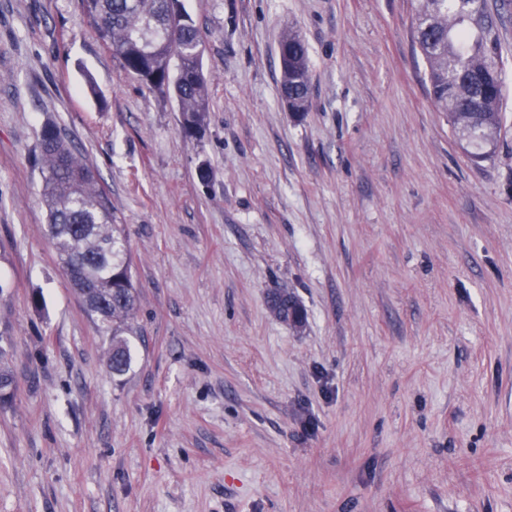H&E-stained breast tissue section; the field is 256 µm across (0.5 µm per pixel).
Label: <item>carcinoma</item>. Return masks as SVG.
<instances>
[{
    "label": "carcinoma",
    "instance_id": "1",
    "mask_svg": "<svg viewBox=\"0 0 512 512\" xmlns=\"http://www.w3.org/2000/svg\"><path fill=\"white\" fill-rule=\"evenodd\" d=\"M415 42L427 64L430 98L448 116L474 163L496 152L502 128L504 55L500 16L479 0H415ZM84 18L118 58L121 69L151 90L173 92L181 133L196 139L209 112L202 70L201 32L182 0H80ZM281 90L300 112L310 95L308 49L295 31L280 37ZM47 209L46 234L86 313L112 336L107 366L114 376L130 367L123 327L137 293L127 240L115 223L112 200L95 173L54 124L43 126L36 153ZM14 379L0 370V404L11 401Z\"/></svg>",
    "mask_w": 512,
    "mask_h": 512
}]
</instances>
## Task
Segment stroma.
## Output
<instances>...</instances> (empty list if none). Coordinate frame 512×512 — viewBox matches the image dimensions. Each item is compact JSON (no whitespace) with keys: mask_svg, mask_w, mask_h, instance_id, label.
Segmentation results:
<instances>
[{"mask_svg":"<svg viewBox=\"0 0 512 512\" xmlns=\"http://www.w3.org/2000/svg\"><path fill=\"white\" fill-rule=\"evenodd\" d=\"M183 4L210 108L191 141L79 0H0V512H512V60L476 165L431 102L412 0ZM49 122L129 238L120 377L45 236ZM282 66L281 90L296 107V114L307 111L310 95L308 49L295 31L284 33L278 44ZM299 108L300 111H299Z\"/></svg>","mask_w":512,"mask_h":512,"instance_id":"stroma-1","label":"stroma"}]
</instances>
